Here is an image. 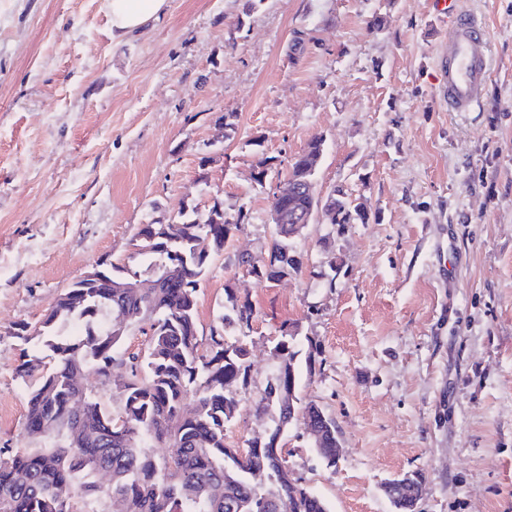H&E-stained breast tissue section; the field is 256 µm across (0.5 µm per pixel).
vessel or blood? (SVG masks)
<instances>
[{
  "label": "vessel or blood",
  "mask_w": 512,
  "mask_h": 512,
  "mask_svg": "<svg viewBox=\"0 0 512 512\" xmlns=\"http://www.w3.org/2000/svg\"><path fill=\"white\" fill-rule=\"evenodd\" d=\"M440 14L451 15L443 79L448 109L475 111L482 99L488 62L485 54V29L473 16L461 12L457 0H433Z\"/></svg>",
  "instance_id": "vessel-or-blood-1"
}]
</instances>
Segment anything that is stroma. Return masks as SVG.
Returning a JSON list of instances; mask_svg holds the SVG:
<instances>
[{
  "label": "stroma",
  "instance_id": "stroma-1",
  "mask_svg": "<svg viewBox=\"0 0 512 512\" xmlns=\"http://www.w3.org/2000/svg\"><path fill=\"white\" fill-rule=\"evenodd\" d=\"M459 6L487 31L477 112L441 98L430 0H168L121 43L107 0H0V450L35 445L15 368L38 348L17 329L99 261L142 268L140 225L187 206L206 220L216 195L249 222L197 291L200 346L226 288L257 312L228 443L264 434L256 403L295 323L297 349L318 347L297 396L344 456L326 467L296 424L288 467L331 512H391L384 483L416 470L417 512H512V0ZM317 135V192L369 216L307 225L299 272L257 283L234 263L273 232V186L251 170L271 157L286 177Z\"/></svg>",
  "mask_w": 512,
  "mask_h": 512
}]
</instances>
